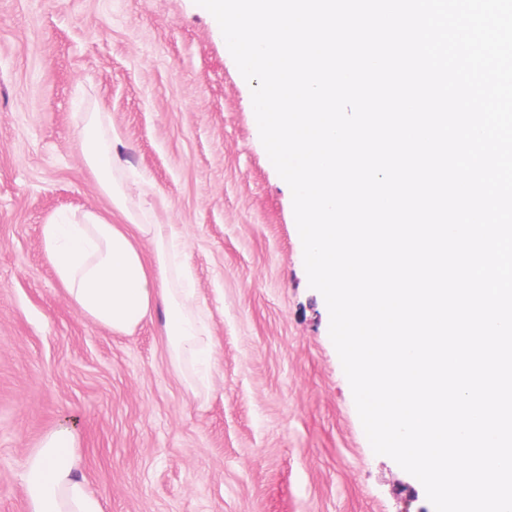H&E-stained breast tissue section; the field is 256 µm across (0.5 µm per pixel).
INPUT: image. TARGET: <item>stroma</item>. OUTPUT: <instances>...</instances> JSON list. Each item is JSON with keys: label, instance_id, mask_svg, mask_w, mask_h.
Instances as JSON below:
<instances>
[{"label": "stroma", "instance_id": "obj_1", "mask_svg": "<svg viewBox=\"0 0 512 512\" xmlns=\"http://www.w3.org/2000/svg\"><path fill=\"white\" fill-rule=\"evenodd\" d=\"M90 112L125 146L133 204L185 237L217 359L202 397L162 315L96 325L44 256L52 215L110 208ZM329 323L250 86L195 0H0V512H26L24 460L62 425L104 512H434L374 453Z\"/></svg>", "mask_w": 512, "mask_h": 512}]
</instances>
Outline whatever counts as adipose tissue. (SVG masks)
I'll list each match as a JSON object with an SVG mask.
<instances>
[{
    "label": "adipose tissue",
    "instance_id": "1",
    "mask_svg": "<svg viewBox=\"0 0 512 512\" xmlns=\"http://www.w3.org/2000/svg\"><path fill=\"white\" fill-rule=\"evenodd\" d=\"M107 113L87 115L80 132L87 166L119 222L94 210L51 217L41 227L45 257L74 308L112 332L129 335L155 311L164 314L170 362L195 364L187 389L199 394L213 360L214 340L185 261V243L174 225L130 207L123 176L130 162L123 145L106 136ZM153 245L151 256L139 240ZM76 434L49 433L24 462L27 512H103L78 466Z\"/></svg>",
    "mask_w": 512,
    "mask_h": 512
}]
</instances>
